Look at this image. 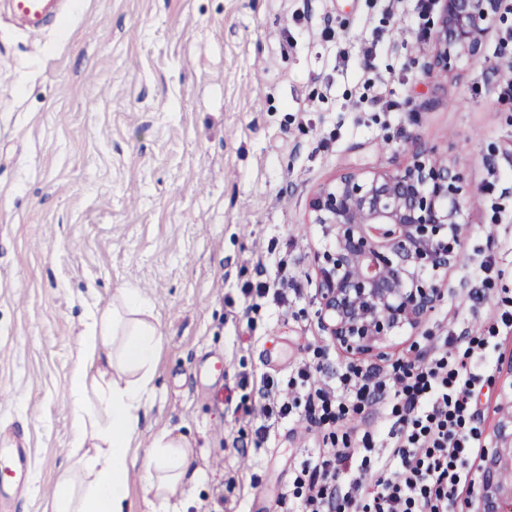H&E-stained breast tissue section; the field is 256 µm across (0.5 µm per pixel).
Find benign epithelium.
Instances as JSON below:
<instances>
[{"instance_id": "benign-epithelium-1", "label": "benign epithelium", "mask_w": 512, "mask_h": 512, "mask_svg": "<svg viewBox=\"0 0 512 512\" xmlns=\"http://www.w3.org/2000/svg\"><path fill=\"white\" fill-rule=\"evenodd\" d=\"M432 71L483 53L502 0H437ZM461 177L421 153L397 172L347 170L309 201L310 223L329 243L314 257L315 316L353 362L384 357L382 344L418 328L442 298L441 276L464 232ZM478 478L461 512H512V384L503 392Z\"/></svg>"}]
</instances>
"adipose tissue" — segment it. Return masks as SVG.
<instances>
[{"instance_id":"adipose-tissue-1","label":"adipose tissue","mask_w":512,"mask_h":512,"mask_svg":"<svg viewBox=\"0 0 512 512\" xmlns=\"http://www.w3.org/2000/svg\"><path fill=\"white\" fill-rule=\"evenodd\" d=\"M152 302L138 289H118L111 305L90 311L79 338L80 367L71 377L70 464L48 499L50 512H132L127 474L130 444L153 388L160 334ZM99 363L88 378L84 363ZM143 469L154 512H172L171 499L188 467L189 442L161 429Z\"/></svg>"}]
</instances>
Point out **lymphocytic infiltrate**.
Masks as SVG:
<instances>
[{
    "label": "lymphocytic infiltrate",
    "mask_w": 512,
    "mask_h": 512,
    "mask_svg": "<svg viewBox=\"0 0 512 512\" xmlns=\"http://www.w3.org/2000/svg\"><path fill=\"white\" fill-rule=\"evenodd\" d=\"M298 376L301 392L293 397L278 381L263 378L259 400L247 410L260 421L255 447H264L294 415L313 425L335 420V388L321 384L310 369ZM343 382L357 402L385 407L390 446L372 457L373 435L367 432L361 447L318 449L293 480L296 512H450L479 446L472 426L479 375L442 345L427 362L408 365L393 384L375 374Z\"/></svg>",
    "instance_id": "f902f5d3"
}]
</instances>
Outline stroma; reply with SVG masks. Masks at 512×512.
Here are the masks:
<instances>
[{"label":"stroma","instance_id":"1","mask_svg":"<svg viewBox=\"0 0 512 512\" xmlns=\"http://www.w3.org/2000/svg\"><path fill=\"white\" fill-rule=\"evenodd\" d=\"M412 0H80L41 42L0 9V436L29 448L30 478L0 512H45L69 462L70 382L88 310L132 286L155 306V381L131 443L133 512H152L153 434L191 442L186 512H283L295 466L323 445L289 422L253 444L262 376L346 355L320 330L311 195L348 169L396 170L426 149L467 190L459 259L441 302L377 364L428 360L442 338L481 336L472 362L481 447L512 356V10L481 57L433 77ZM334 31L325 39V31ZM373 44L369 63L360 46ZM391 101L385 111L372 96ZM282 265L287 307L245 300ZM487 271L473 276V268ZM224 360V395L203 369Z\"/></svg>","mask_w":512,"mask_h":512}]
</instances>
